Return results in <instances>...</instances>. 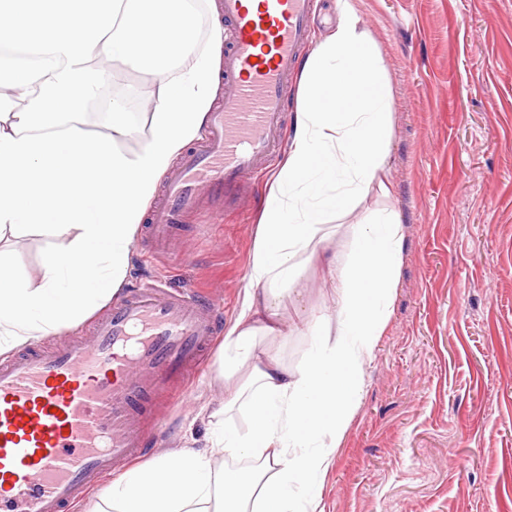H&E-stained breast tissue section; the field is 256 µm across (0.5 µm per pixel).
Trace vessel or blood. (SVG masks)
Instances as JSON below:
<instances>
[{"label":"vessel or blood","mask_w":512,"mask_h":512,"mask_svg":"<svg viewBox=\"0 0 512 512\" xmlns=\"http://www.w3.org/2000/svg\"><path fill=\"white\" fill-rule=\"evenodd\" d=\"M231 37L224 94L202 143L170 171L144 236L168 244L214 203L240 205L278 159L288 86L311 44L317 0H221ZM219 304L154 279L127 289L86 333L0 363V512H71L144 455V426L217 334Z\"/></svg>","instance_id":"obj_1"}]
</instances>
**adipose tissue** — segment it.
I'll return each instance as SVG.
<instances>
[{
    "label": "adipose tissue",
    "mask_w": 512,
    "mask_h": 512,
    "mask_svg": "<svg viewBox=\"0 0 512 512\" xmlns=\"http://www.w3.org/2000/svg\"><path fill=\"white\" fill-rule=\"evenodd\" d=\"M339 4L342 21L303 64L288 155L215 374L236 376L257 337L281 335L299 259L325 261L335 278V329L295 326L293 342L255 368L248 395L209 412L203 447L131 466L83 512H319L321 477L391 311L403 240L387 206L343 249L326 247L333 204L374 185L391 194L390 99L348 0ZM223 45L217 0H0V240L37 226L67 241L35 275L0 254V357L77 328L117 294L147 203L219 94ZM120 65L148 85L150 107L99 90L97 73Z\"/></svg>",
    "instance_id": "obj_1"
}]
</instances>
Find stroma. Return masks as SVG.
Masks as SVG:
<instances>
[{
  "label": "stroma",
  "mask_w": 512,
  "mask_h": 512,
  "mask_svg": "<svg viewBox=\"0 0 512 512\" xmlns=\"http://www.w3.org/2000/svg\"><path fill=\"white\" fill-rule=\"evenodd\" d=\"M391 98V199L370 190L329 224L339 249L389 205L403 225L399 283L352 420L321 480L322 512H512V0H350ZM268 180L245 207L184 224L174 255L130 251L126 284L172 276L210 289L237 317ZM61 237L10 249L35 269ZM288 322L335 325L326 265L300 267ZM215 354L179 385L146 433L154 453L203 443L207 411L243 383L215 379Z\"/></svg>",
  "instance_id": "1"
}]
</instances>
